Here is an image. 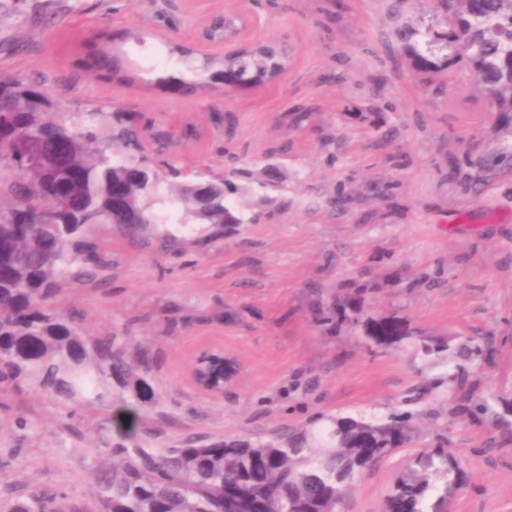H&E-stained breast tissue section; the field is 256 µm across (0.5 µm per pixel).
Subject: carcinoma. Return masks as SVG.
Segmentation results:
<instances>
[{"label": "carcinoma", "mask_w": 512, "mask_h": 512, "mask_svg": "<svg viewBox=\"0 0 512 512\" xmlns=\"http://www.w3.org/2000/svg\"><path fill=\"white\" fill-rule=\"evenodd\" d=\"M445 24L406 23L398 38L410 67L423 84L441 71L464 65L480 87L488 111L512 123V0H438ZM171 53L190 72L236 75L235 90L266 86L288 70V51L275 43L247 44L219 56H200L184 45ZM90 71L118 70L119 58L105 50L88 61ZM128 112L112 113L106 128L81 112L52 118L35 105L32 89L16 83L0 87V164L20 173L13 161L15 141L35 138L49 123L58 135L73 139L69 168L58 190H40L19 177L11 184L13 206L0 211V395L20 383L54 396L69 407L124 406L109 462L95 476L98 512H336L351 481L387 458L394 449L421 442L406 411L383 420L327 418L329 446L317 453L314 435L295 429L270 440L185 438L154 448L133 437L136 424L158 396L148 377L151 363L140 353L131 360L128 337L89 336L76 310L52 306L56 277L94 276L108 267L106 251L87 239L91 212L100 224L135 235L171 220L195 221L216 229L245 223L233 196L238 188L228 174L211 180L205 210L192 207L196 186L183 187L169 200L174 215L159 213L165 201L159 172L146 168L141 132ZM369 286L360 284L336 309L321 311L326 324L356 321ZM366 338L391 345L408 335L398 320L369 319ZM426 355L441 356L448 343L423 338ZM488 402L469 400L448 409V416L479 419ZM470 484L465 462L442 434L413 454L397 474L385 499V512H449ZM0 512H56L52 499L36 492L0 505Z\"/></svg>", "instance_id": "cac0c4a2"}]
</instances>
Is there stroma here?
<instances>
[{"instance_id": "stroma-1", "label": "stroma", "mask_w": 512, "mask_h": 512, "mask_svg": "<svg viewBox=\"0 0 512 512\" xmlns=\"http://www.w3.org/2000/svg\"><path fill=\"white\" fill-rule=\"evenodd\" d=\"M0 0V86L40 91L48 112L100 106L148 129L145 154L177 190L236 169L244 224H158L132 240L102 226L96 277L57 281L59 309L88 334H127L148 353L159 400L145 420L159 443L188 435L265 440L327 416L416 415L423 439L461 395L512 400V129L483 111L465 71L421 84L396 31L432 19L436 0ZM246 13L257 36L286 45L287 72L268 86L182 94L168 53L221 13ZM96 32L112 36L122 73L84 65ZM165 130L168 139L152 134ZM275 169L282 209H263ZM178 243L167 247L165 235ZM353 281H366L368 317H394L412 335L383 347L362 324L320 325ZM491 352L445 384L447 358L419 337ZM220 345L239 364L223 396L190 377L195 354ZM117 407L65 408L29 390L0 396V504L39 491L61 512H84L108 457ZM27 427H20L19 419ZM473 485L451 512H512V433L494 417L461 416L445 431ZM395 450L359 474L336 512H384Z\"/></svg>"}]
</instances>
